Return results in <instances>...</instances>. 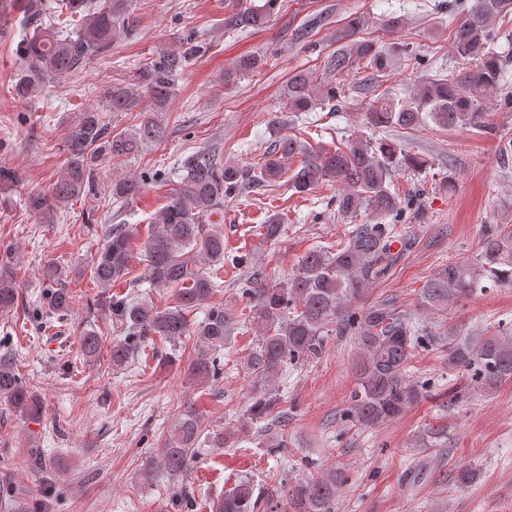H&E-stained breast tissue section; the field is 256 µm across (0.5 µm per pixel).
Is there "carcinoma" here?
I'll use <instances>...</instances> for the list:
<instances>
[{"mask_svg": "<svg viewBox=\"0 0 512 512\" xmlns=\"http://www.w3.org/2000/svg\"><path fill=\"white\" fill-rule=\"evenodd\" d=\"M277 0H265L261 7L250 0H228L224 10V31L239 33L267 22ZM131 0H55L47 11L44 0H22L28 32L16 46L25 65L24 74L12 85L14 97L36 96L49 81L75 74L91 60L108 50L128 25ZM452 9L465 13L453 30L455 65L448 75L429 78L418 84L416 93L402 98L395 92L379 91L393 56L419 65L420 54L398 43L385 45L380 38L363 35L367 18L354 13L336 31V50L321 61L322 73L310 68L293 70L283 88L282 111L310 113L322 106L341 108L348 103L344 86L336 77L358 80L362 97L355 106L368 128L415 129L429 122L441 129L470 126L483 132L497 131L486 110V99L505 81L511 58L495 49L498 34L494 21L512 23V0H473L455 3ZM187 47L160 49L141 67L128 85L105 89L107 112H163L174 91L175 77L205 47L186 39ZM257 56H243L224 71V81L255 71ZM151 105L141 107L143 98ZM270 142L263 162L254 172L224 162V156L208 150L197 151L181 163L182 176L161 212L158 230L143 243L147 280L154 288L175 290L176 305L160 308L148 300L121 295H103L97 302L125 337L108 350V362L120 368L136 351L158 337L177 340L195 337V355L189 371L200 379L219 371L220 352L230 344L239 326L237 315L213 307L205 320L192 327L188 314L199 309L216 292L214 278L195 268L199 258L212 264L224 262V232L206 224L205 219L224 208V200L236 198L243 189L274 186L287 179L296 194H309L323 181L336 182L342 191L336 195V212L352 221L346 239L336 249H310L300 260L298 270L288 281L268 287L257 281L242 289L248 296V321L259 332L255 347L244 359L254 387L242 414L244 423L265 417L280 403L274 386L288 365L321 353L325 329L330 323L358 336L361 355L355 371L358 379L347 413L355 426L374 428L398 418L419 399L418 385L410 380L409 363L420 337L426 335L410 315L394 305L380 302L362 313L351 304L366 296L386 280L402 258L407 241L398 229L408 201L393 185L399 170L420 173L429 161L410 153L390 139L355 138L329 148L312 146L303 140L280 134L284 126L279 113L272 114ZM166 129L154 117L141 120L132 132L119 131L112 120L98 109L86 110L64 133L65 160L50 199L40 194L28 198V208L52 222L55 203L77 198L95 187V163L126 161L142 144L164 138ZM301 164L289 168L296 157ZM142 183L121 179L112 183V198L122 204L139 195ZM369 214L375 224H357ZM135 232L118 225L108 230L105 244L93 266V279L103 288L123 277L134 258ZM64 271L55 266L46 271L47 285L42 293L49 326L67 324L73 303L71 291L63 282ZM512 286V226L488 229L480 240L475 261L448 262L428 279L421 291L424 306L448 312V305L477 295L488 284ZM19 297L11 260H0V312L14 307ZM82 356L100 357L101 335L94 328L79 331ZM448 369L473 370L475 384L486 390L512 381V330L502 329L489 336L459 340L448 333ZM0 398L16 411L36 418L40 404L17 377L12 362L0 357ZM200 421L191 413L179 422L174 438L160 456H148L139 468V479L153 483L156 471L171 474L187 471L197 456ZM343 471L331 466L310 474L288 488L284 512H333ZM258 500L248 478L238 481L224 494L218 512H257Z\"/></svg>", "mask_w": 512, "mask_h": 512, "instance_id": "carcinoma-1", "label": "carcinoma"}]
</instances>
